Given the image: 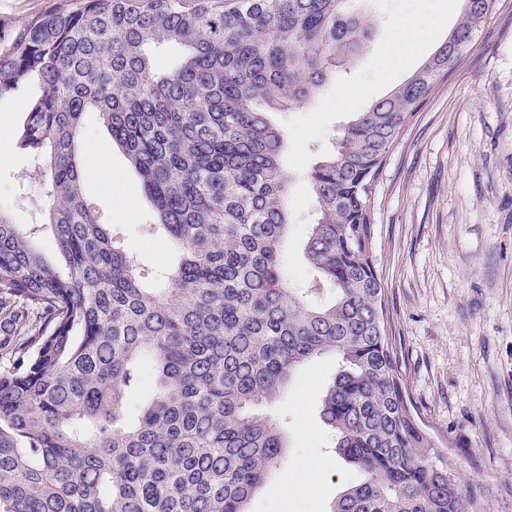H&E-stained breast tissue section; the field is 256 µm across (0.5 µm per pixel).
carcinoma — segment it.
I'll list each match as a JSON object with an SVG mask.
<instances>
[{"mask_svg": "<svg viewBox=\"0 0 512 512\" xmlns=\"http://www.w3.org/2000/svg\"><path fill=\"white\" fill-rule=\"evenodd\" d=\"M353 0H53L0 34V97L32 81L20 145L40 162L67 273L0 212V512H248L277 468L265 412L292 371L339 369L321 404L360 473L332 512H468L412 411L374 261L377 177L431 87L462 63L495 0H464L412 78L342 130L308 173L316 278L289 282L283 112L371 48ZM182 59L157 70L152 50ZM95 112L179 253L148 269L82 191ZM155 395L136 420L141 377Z\"/></svg>", "mask_w": 512, "mask_h": 512, "instance_id": "cac0c4a2", "label": "carcinoma"}]
</instances>
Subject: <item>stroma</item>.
Segmentation results:
<instances>
[{
    "mask_svg": "<svg viewBox=\"0 0 512 512\" xmlns=\"http://www.w3.org/2000/svg\"><path fill=\"white\" fill-rule=\"evenodd\" d=\"M442 24L426 43L388 64L399 0H356L372 32L369 53L311 101L274 114L291 174V223L283 262L291 282L312 271L303 258L315 204L309 170L356 113L410 78L458 23L463 0H432ZM26 85L0 97V212L20 228L42 224L32 155L17 144ZM83 188L103 223L146 266L177 263L140 178L96 114L82 123ZM375 264L386 293L402 372L416 414L449 470L467 475L476 512H512V0H495L463 63L429 92L382 168L376 186ZM338 370L325 356L298 366L272 412L282 464L249 512H331L359 478L334 452L320 416Z\"/></svg>",
    "mask_w": 512,
    "mask_h": 512,
    "instance_id": "1",
    "label": "stroma"
}]
</instances>
